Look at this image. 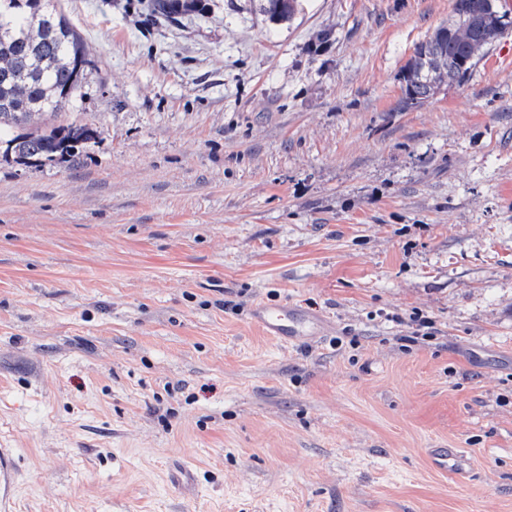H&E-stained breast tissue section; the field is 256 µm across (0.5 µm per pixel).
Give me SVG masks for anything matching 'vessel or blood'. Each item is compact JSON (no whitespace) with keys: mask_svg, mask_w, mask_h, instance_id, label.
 <instances>
[{"mask_svg":"<svg viewBox=\"0 0 512 512\" xmlns=\"http://www.w3.org/2000/svg\"><path fill=\"white\" fill-rule=\"evenodd\" d=\"M251 319L268 335L293 343L317 340L332 329L323 316L290 306L258 305L252 308ZM429 460L433 469L451 477H460L468 472L465 457L457 448L430 449Z\"/></svg>","mask_w":512,"mask_h":512,"instance_id":"obj_1","label":"vessel or blood"}]
</instances>
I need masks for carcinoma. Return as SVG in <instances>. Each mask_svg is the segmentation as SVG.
I'll return each mask as SVG.
<instances>
[{"label":"carcinoma","mask_w":512,"mask_h":512,"mask_svg":"<svg viewBox=\"0 0 512 512\" xmlns=\"http://www.w3.org/2000/svg\"><path fill=\"white\" fill-rule=\"evenodd\" d=\"M203 0H149L153 15L177 20L206 9ZM486 0H453L448 23L416 44L402 70L396 109L406 112L442 86L465 81L493 45L512 30V18ZM298 0H265L274 21L288 22ZM88 48L59 0H0V159L19 165H70L100 137L98 127L70 115L87 76Z\"/></svg>","instance_id":"carcinoma-1"}]
</instances>
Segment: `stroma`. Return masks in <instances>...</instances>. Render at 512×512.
Wrapping results in <instances>:
<instances>
[{
	"label": "stroma",
	"mask_w": 512,
	"mask_h": 512,
	"mask_svg": "<svg viewBox=\"0 0 512 512\" xmlns=\"http://www.w3.org/2000/svg\"><path fill=\"white\" fill-rule=\"evenodd\" d=\"M205 2L61 0L103 134L0 161V512H512V34L399 112L452 0ZM203 0H149L147 4L152 15L164 19L178 20L189 13L201 12L206 9ZM263 10L274 21L288 22L295 15L298 0H265ZM251 319L269 336L293 343L317 340L332 329L331 324L323 316L290 306L257 305L251 310ZM429 460L436 471L451 477H461L469 474L465 456L459 448H431Z\"/></svg>",
	"instance_id": "1"
}]
</instances>
